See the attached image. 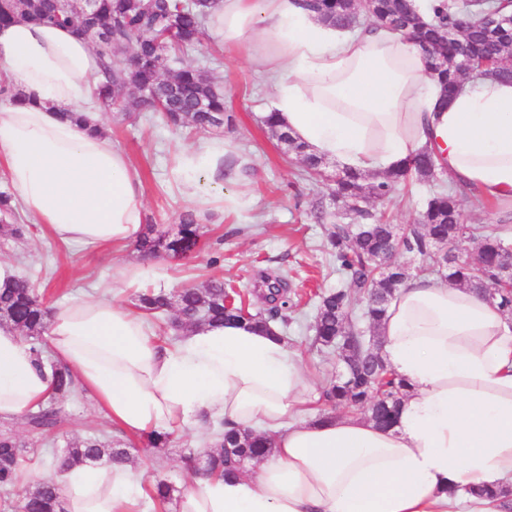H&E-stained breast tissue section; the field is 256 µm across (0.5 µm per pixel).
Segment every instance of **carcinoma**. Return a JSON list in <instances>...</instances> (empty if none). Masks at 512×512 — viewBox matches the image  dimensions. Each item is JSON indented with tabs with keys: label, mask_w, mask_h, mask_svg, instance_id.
Instances as JSON below:
<instances>
[{
	"label": "carcinoma",
	"mask_w": 512,
	"mask_h": 512,
	"mask_svg": "<svg viewBox=\"0 0 512 512\" xmlns=\"http://www.w3.org/2000/svg\"><path fill=\"white\" fill-rule=\"evenodd\" d=\"M216 5L217 0H95L94 11L88 15L79 0H0V24L16 20L57 24L85 37L100 60L102 79L94 93L99 111L110 112L121 101L128 112L161 114L171 127L207 130L224 120V90L211 70L188 65L174 70L170 63L203 45ZM306 7L322 21L338 27L346 26L353 13L363 12L370 23L402 32L416 46L425 47L422 56L426 74L448 93L460 89L466 78L459 66L464 59L475 63L491 59L499 77L512 81V28L493 37L481 26L462 24L467 16L503 13L502 0H447L433 8L428 18L411 0H370L366 12L358 0H306ZM263 123L271 136L285 145L286 153L299 158L308 174L322 176L323 159L308 153L305 145L280 130L273 115L265 116ZM440 175L436 156L425 150L377 183H368L362 174L345 169L336 175L331 187L332 199L352 212L353 223L336 224L330 231L336 270L348 287L321 296L314 318L313 342L337 351L340 367L325 381L323 397L326 405L363 411L382 427L394 422L405 382L383 363L381 339L367 340L355 322L353 301L365 300L370 291L376 294V299L363 309V317L372 327L383 319L388 302L407 279L434 272L444 281L459 283L481 296L490 288L497 289L494 302L512 313V285L506 284L512 274L503 266L512 250V229L505 225L484 233L464 223L459 198L468 195L470 189L452 181L446 183ZM410 180L432 184L435 190L417 222L409 225L399 249L422 260L436 250L444 257L438 269L433 271L421 264L405 279L392 270L375 272L374 261L390 245L394 225L363 203L386 199L396 186ZM11 200L10 192L0 191V236L19 240L28 228L11 221ZM200 237L195 215L184 214L174 232L147 225L136 250L142 256L185 255L197 247ZM476 238L479 260L471 267L458 261L457 247ZM286 305L284 300L265 314L253 312L248 293L225 287L224 279L219 277L201 288L145 292L137 299L138 308L149 316L174 311L171 326L175 331L230 320L265 327L278 321L285 328L288 315L282 307ZM50 315L51 310L27 280L11 277L0 287V325L21 331L37 355L41 354L38 344ZM53 369L54 396L23 419L29 432L45 437L62 429L66 422L64 401L78 395L69 370L56 365ZM271 452L272 444L267 439L249 430H231L223 434L219 447L190 453L189 470L195 472V462L200 460L203 476H230L247 462ZM25 453L27 445L11 430L0 432V494L6 498L18 496L19 512H66L49 478L37 477L33 484L20 486ZM130 457L129 449L112 447V437L91 435L70 443L54 457L51 467L62 469L76 462L127 463ZM173 491L174 487L165 481L155 484L149 493L152 507L168 502Z\"/></svg>",
	"instance_id": "obj_1"
}]
</instances>
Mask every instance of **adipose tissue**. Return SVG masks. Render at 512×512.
Here are the masks:
<instances>
[{
    "instance_id": "ef3b65f1",
    "label": "adipose tissue",
    "mask_w": 512,
    "mask_h": 512,
    "mask_svg": "<svg viewBox=\"0 0 512 512\" xmlns=\"http://www.w3.org/2000/svg\"><path fill=\"white\" fill-rule=\"evenodd\" d=\"M209 36L246 50L273 89L276 120L308 151L354 171L389 172L422 150L456 182L512 204V83L481 80L444 100L401 33L375 25L349 34L300 0H219ZM0 65L17 100H0V171L23 211L64 244H129L145 199L127 155L65 120L99 119V58L69 29L0 25ZM229 143L183 155L186 196L204 208L200 177ZM379 334L388 367L408 387L395 421L317 414L323 401L277 326L236 321L158 343L142 311L115 298L53 309L38 361L0 327V419L25 416L67 368L117 432L143 436L223 417L273 442L271 457L185 494L178 512H504L512 502V316L473 291L417 278L400 288ZM54 480L66 512H136L142 474L131 466L74 465ZM459 486L497 490L459 498Z\"/></svg>"
}]
</instances>
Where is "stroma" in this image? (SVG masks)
<instances>
[{
	"label": "stroma",
	"mask_w": 512,
	"mask_h": 512,
	"mask_svg": "<svg viewBox=\"0 0 512 512\" xmlns=\"http://www.w3.org/2000/svg\"><path fill=\"white\" fill-rule=\"evenodd\" d=\"M213 53L218 56L214 69L227 97L223 127L176 131L148 114L114 111L101 115L109 138L127 154L140 176L145 222L169 230L178 224L180 214L194 212L206 231L197 255L148 260L130 244L64 245L54 239L46 226L33 224L22 213L18 221L29 225L30 233L26 242L18 246L0 242V269L29 278L50 305L96 297L110 285L115 287L119 300L129 302L147 288L173 292L186 286L199 287L217 274L232 287L252 288L251 300L257 310L267 307L258 287L261 274H283L288 279V343L320 382L335 372L336 355L313 347L314 313L318 294L343 284L325 246L332 226L343 220V207L333 202L328 184L303 179L299 163L285 154L261 126V116L270 109V88L243 52L218 50L209 42L182 57L181 62L202 66ZM206 137L230 141L236 160L249 169L236 186L245 201L241 209H224L221 190L214 187L210 190L211 205L198 211L180 190L178 168L182 152ZM426 195L424 186H400L380 208L391 223L412 224ZM128 266L146 269L132 285L117 279L119 270ZM65 408L69 420L56 437L42 438L19 423L13 429L28 447L39 449L45 457L92 432L111 435L113 444L128 446V438L112 433L88 394L66 401ZM203 446L194 431L178 430L161 452H137L134 464L144 471L147 482L165 478L180 493L193 492L197 485L186 471L185 457Z\"/></svg>",
	"instance_id": "35a3bbf8"
}]
</instances>
